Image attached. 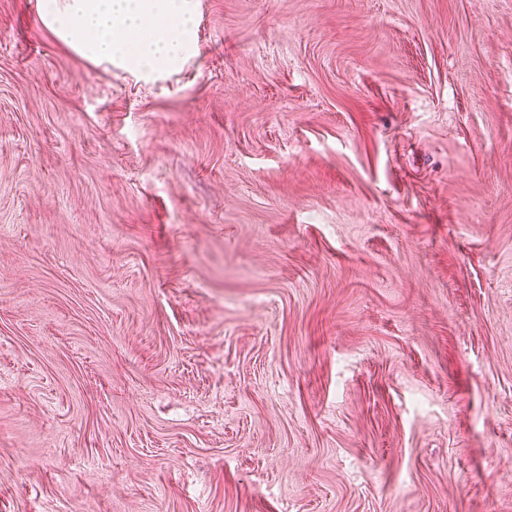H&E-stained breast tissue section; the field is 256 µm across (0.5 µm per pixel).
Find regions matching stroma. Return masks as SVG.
<instances>
[{
	"label": "stroma",
	"instance_id": "35a3bbf8",
	"mask_svg": "<svg viewBox=\"0 0 512 512\" xmlns=\"http://www.w3.org/2000/svg\"><path fill=\"white\" fill-rule=\"evenodd\" d=\"M195 38L0 0V512H512V0ZM43 26L94 64L156 79L198 52L196 0H38Z\"/></svg>",
	"mask_w": 512,
	"mask_h": 512
}]
</instances>
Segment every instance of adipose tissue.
Returning a JSON list of instances; mask_svg holds the SVG:
<instances>
[{
	"instance_id": "obj_1",
	"label": "adipose tissue",
	"mask_w": 512,
	"mask_h": 512,
	"mask_svg": "<svg viewBox=\"0 0 512 512\" xmlns=\"http://www.w3.org/2000/svg\"><path fill=\"white\" fill-rule=\"evenodd\" d=\"M43 26L93 63L150 80L198 52L197 0H37Z\"/></svg>"
}]
</instances>
